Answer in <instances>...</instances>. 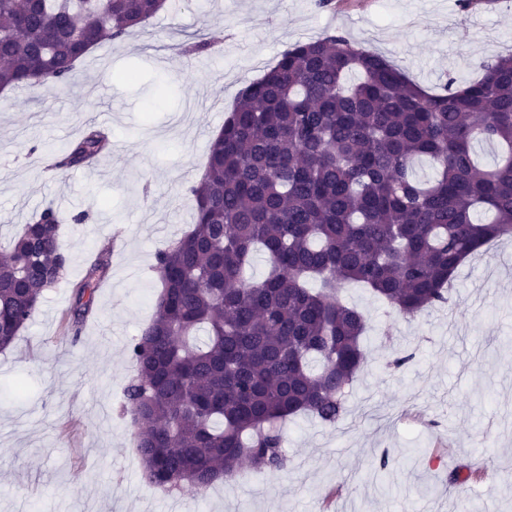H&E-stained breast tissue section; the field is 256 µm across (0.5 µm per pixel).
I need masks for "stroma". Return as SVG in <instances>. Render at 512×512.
Masks as SVG:
<instances>
[{"label":"stroma","instance_id":"stroma-1","mask_svg":"<svg viewBox=\"0 0 512 512\" xmlns=\"http://www.w3.org/2000/svg\"><path fill=\"white\" fill-rule=\"evenodd\" d=\"M123 40H103L71 85L0 99V245L44 204L87 212L63 227L71 256L12 348L0 352V512H512V241L459 268L446 304L406 318L358 284L367 364L335 425H283L287 466L200 497L141 477L124 411L127 348L151 320L156 252L188 231L189 192L238 93L289 46L340 31L413 82L440 91L512 53V0H176ZM203 41L186 58L174 44ZM136 80H123L126 70ZM112 133L90 166L46 170L87 124ZM107 277L79 332L75 289L113 241ZM385 469H377L380 457ZM466 476L463 493L449 471Z\"/></svg>","mask_w":512,"mask_h":512}]
</instances>
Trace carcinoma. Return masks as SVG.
I'll list each match as a JSON object with an SVG mask.
<instances>
[{"label": "carcinoma", "instance_id": "carcinoma-1", "mask_svg": "<svg viewBox=\"0 0 512 512\" xmlns=\"http://www.w3.org/2000/svg\"><path fill=\"white\" fill-rule=\"evenodd\" d=\"M165 4L0 0V90L68 82L90 49ZM481 70L431 93L336 32L291 45L240 91L191 187L194 224L155 254L157 316L128 348L125 409L146 483L201 495L236 481L245 458L257 472L285 468L282 423L336 424L364 366L366 320L336 298L339 285L414 317L447 302L466 257L512 238V55ZM481 142L503 160L482 165ZM109 146L90 128L50 167H81ZM87 218L47 205L0 249V351L67 269L61 225ZM258 250L268 270L250 279ZM110 255L102 248L76 289L78 323Z\"/></svg>", "mask_w": 512, "mask_h": 512}]
</instances>
